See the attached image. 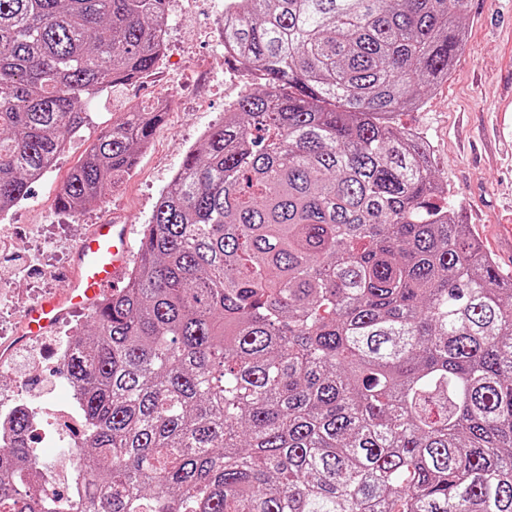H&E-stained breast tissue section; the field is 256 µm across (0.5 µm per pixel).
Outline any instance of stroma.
<instances>
[{
    "label": "stroma",
    "mask_w": 512,
    "mask_h": 512,
    "mask_svg": "<svg viewBox=\"0 0 512 512\" xmlns=\"http://www.w3.org/2000/svg\"><path fill=\"white\" fill-rule=\"evenodd\" d=\"M223 19L224 0H169L161 65L91 104L93 137L101 125L145 101L163 98L171 105L137 166L97 205L69 212L57 203L61 185L83 154L76 141L26 199L0 215L16 242L11 252H0V344L11 348L0 367V403L23 393L46 419L57 404L72 400L61 362L41 352L44 338L20 340L24 311L60 290L56 274L70 266L76 245L93 224L118 218L131 224L132 243L140 245L186 153L201 146L225 106L250 87L237 63L224 58L217 31ZM462 24L464 45L448 79L424 93L421 107L391 113L387 120L424 136L436 177L454 196L457 220L467 221L483 251L502 273L512 275V257L498 245L499 225H512V130L497 132L499 114L512 100V0H468ZM30 261L38 264L37 272L7 277V270Z\"/></svg>",
    "instance_id": "1"
}]
</instances>
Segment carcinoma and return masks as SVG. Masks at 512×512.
<instances>
[{
    "mask_svg": "<svg viewBox=\"0 0 512 512\" xmlns=\"http://www.w3.org/2000/svg\"><path fill=\"white\" fill-rule=\"evenodd\" d=\"M467 0H225L260 82L187 153L127 288L63 368L83 468L40 492L31 418L0 512H512V281L424 141L384 121L448 78ZM168 0H0V212L153 72ZM164 112L123 113L61 188L86 209Z\"/></svg>",
    "mask_w": 512,
    "mask_h": 512,
    "instance_id": "carcinoma-1",
    "label": "carcinoma"
}]
</instances>
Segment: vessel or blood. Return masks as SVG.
I'll use <instances>...</instances> for the list:
<instances>
[{
	"label": "vessel or blood",
	"instance_id": "b4317fda",
	"mask_svg": "<svg viewBox=\"0 0 512 512\" xmlns=\"http://www.w3.org/2000/svg\"><path fill=\"white\" fill-rule=\"evenodd\" d=\"M131 250L129 225L117 220L93 225L77 246L72 265L62 275L61 293L41 299L27 309L26 336L44 334L72 308L98 302L106 290L118 288Z\"/></svg>",
	"mask_w": 512,
	"mask_h": 512
}]
</instances>
